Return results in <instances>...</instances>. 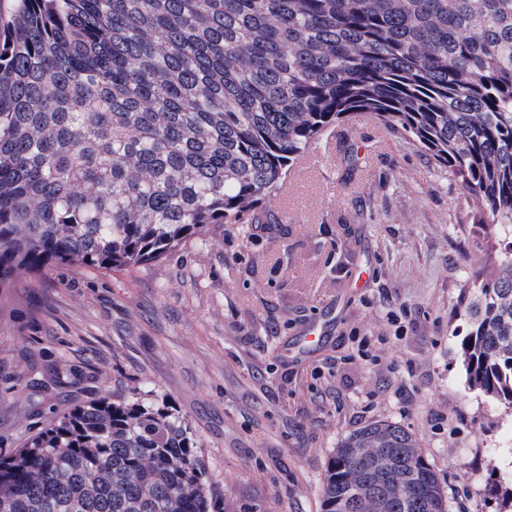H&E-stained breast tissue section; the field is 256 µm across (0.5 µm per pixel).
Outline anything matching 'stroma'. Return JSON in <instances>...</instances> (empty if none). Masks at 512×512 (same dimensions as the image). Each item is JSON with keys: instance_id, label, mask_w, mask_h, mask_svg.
Listing matches in <instances>:
<instances>
[{"instance_id": "35a3bbf8", "label": "stroma", "mask_w": 512, "mask_h": 512, "mask_svg": "<svg viewBox=\"0 0 512 512\" xmlns=\"http://www.w3.org/2000/svg\"><path fill=\"white\" fill-rule=\"evenodd\" d=\"M296 167V197L272 193L251 223L121 273L58 266L0 298V453L136 387L189 421L235 512H321L329 458L372 422L416 438L448 512H500L512 411L468 390L457 335L497 239L446 169L370 113Z\"/></svg>"}]
</instances>
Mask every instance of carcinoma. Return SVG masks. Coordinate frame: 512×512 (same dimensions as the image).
<instances>
[{"mask_svg": "<svg viewBox=\"0 0 512 512\" xmlns=\"http://www.w3.org/2000/svg\"><path fill=\"white\" fill-rule=\"evenodd\" d=\"M357 112L414 140L500 242L459 314L467 387L512 410V0H12L0 13V291L128 270L243 224ZM447 512L412 434L369 423L323 512ZM0 512H224L198 440L139 392L0 455Z\"/></svg>", "mask_w": 512, "mask_h": 512, "instance_id": "carcinoma-1", "label": "carcinoma"}]
</instances>
